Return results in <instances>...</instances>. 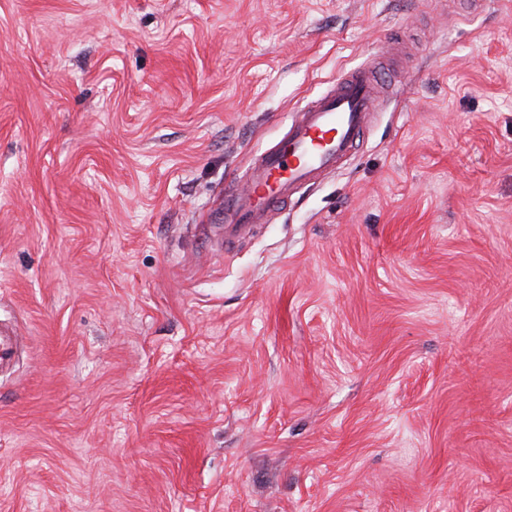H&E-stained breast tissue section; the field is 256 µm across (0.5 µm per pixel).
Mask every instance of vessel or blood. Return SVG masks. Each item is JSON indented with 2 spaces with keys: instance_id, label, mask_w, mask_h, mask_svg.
I'll use <instances>...</instances> for the list:
<instances>
[{
  "instance_id": "1",
  "label": "vessel or blood",
  "mask_w": 512,
  "mask_h": 512,
  "mask_svg": "<svg viewBox=\"0 0 512 512\" xmlns=\"http://www.w3.org/2000/svg\"><path fill=\"white\" fill-rule=\"evenodd\" d=\"M377 85L376 72L358 66L343 73L331 91L297 111L284 136L248 169L247 190L225 192V223L236 231L266 223L278 203L335 170L369 122Z\"/></svg>"
}]
</instances>
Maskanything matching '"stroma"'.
<instances>
[{
    "mask_svg": "<svg viewBox=\"0 0 512 512\" xmlns=\"http://www.w3.org/2000/svg\"><path fill=\"white\" fill-rule=\"evenodd\" d=\"M350 158L211 215L395 40ZM0 512H512V0H0Z\"/></svg>",
    "mask_w": 512,
    "mask_h": 512,
    "instance_id": "35a3bbf8",
    "label": "stroma"
}]
</instances>
